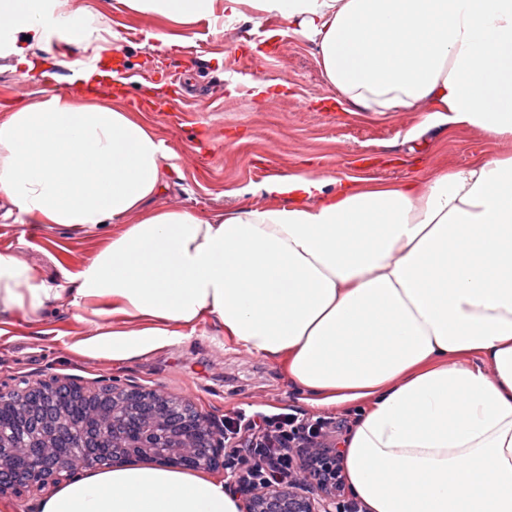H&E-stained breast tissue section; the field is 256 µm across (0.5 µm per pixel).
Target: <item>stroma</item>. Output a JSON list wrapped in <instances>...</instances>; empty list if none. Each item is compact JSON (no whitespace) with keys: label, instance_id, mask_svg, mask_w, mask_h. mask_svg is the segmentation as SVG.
Returning <instances> with one entry per match:
<instances>
[{"label":"stroma","instance_id":"1","mask_svg":"<svg viewBox=\"0 0 512 512\" xmlns=\"http://www.w3.org/2000/svg\"><path fill=\"white\" fill-rule=\"evenodd\" d=\"M105 23L127 66L120 101L141 111L150 88L163 100L160 111H143L169 151L160 203L203 217L264 203L267 183L290 173L401 181L481 154L512 152V141H493L477 130L435 127L412 138L416 112L346 111L314 45L283 34L278 19L242 20L220 34L205 20L181 27L111 8ZM164 34L183 42L163 46ZM258 81L266 83V93L256 94ZM51 93L38 73L0 72V116ZM98 247L96 235L28 223L0 201V251L22 253L47 277L78 269ZM44 328L41 335L13 328L0 336V388L50 377L86 386L135 383L191 400L219 418L286 412L326 418L334 426L326 439L332 448L353 421L350 409L298 401L280 364L250 356L206 323L180 343L121 364L75 353L89 328L71 308L52 309Z\"/></svg>","mask_w":512,"mask_h":512}]
</instances>
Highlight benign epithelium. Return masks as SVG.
<instances>
[{
	"mask_svg": "<svg viewBox=\"0 0 512 512\" xmlns=\"http://www.w3.org/2000/svg\"><path fill=\"white\" fill-rule=\"evenodd\" d=\"M82 401L86 412L55 421L43 408L59 397ZM108 401L109 411L97 408ZM15 408L11 430L0 427V492L41 489L82 471L149 460L161 466L224 471L240 495L244 512H348L336 489L312 478L318 464L301 461L288 484L257 489L241 480L227 448H255L258 441L229 435L224 423L186 399L133 384L88 388L56 380L0 389V409Z\"/></svg>",
	"mask_w": 512,
	"mask_h": 512,
	"instance_id": "obj_1",
	"label": "benign epithelium"
}]
</instances>
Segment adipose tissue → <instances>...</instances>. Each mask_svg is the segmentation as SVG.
Here are the masks:
<instances>
[{
  "label": "adipose tissue",
  "mask_w": 512,
  "mask_h": 512,
  "mask_svg": "<svg viewBox=\"0 0 512 512\" xmlns=\"http://www.w3.org/2000/svg\"><path fill=\"white\" fill-rule=\"evenodd\" d=\"M188 26L251 8L313 43L342 101L512 139V0H117ZM90 0H0V69L46 66L51 35L95 70ZM164 142L119 101L54 94L0 119V197L100 237L60 278L0 252V335L59 304L124 362L209 321L281 364L302 401L355 407L343 474L368 512H512V154L424 179L276 178L206 217L155 206ZM31 512H241L223 480L104 467Z\"/></svg>",
  "instance_id": "1"
}]
</instances>
